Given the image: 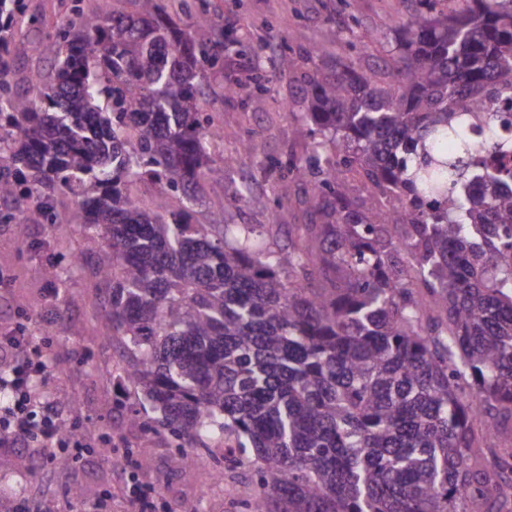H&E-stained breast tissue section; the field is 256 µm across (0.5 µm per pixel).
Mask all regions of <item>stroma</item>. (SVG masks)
<instances>
[{"label":"stroma","mask_w":512,"mask_h":512,"mask_svg":"<svg viewBox=\"0 0 512 512\" xmlns=\"http://www.w3.org/2000/svg\"><path fill=\"white\" fill-rule=\"evenodd\" d=\"M213 24L195 29L200 39L221 32L242 42L245 55L225 58L223 67L206 70L202 85L204 112L223 130L210 151L215 160L237 155L240 143L255 137L264 155L283 160L303 156L310 126L303 119L308 106L306 72L275 70L282 52L296 55L314 47L327 51L323 72H331L337 57L358 59L363 70L389 66L395 55V28L404 16L424 12L422 0H208ZM16 39L32 51L16 64L17 89L26 93L28 76L50 77L59 48L26 25L14 29ZM238 83L234 95L225 81ZM245 202H237L239 192ZM302 190L286 170L266 172L249 157L241 158L224 181L204 183L199 196L184 206L190 224H248L257 241L287 247L305 215L295 199ZM278 219H271V211ZM93 240L66 222L30 224L26 242L18 244L17 228L0 224V336L33 337L49 366L43 386L63 418L82 438L80 460L72 466L35 467L32 448H1L0 503L38 492L47 512H136L126 495L127 482L149 486L155 512H246L243 484L250 475L248 458L232 464L223 445L196 449L199 468L171 470L177 441L160 427L150 403L139 399L124 379L128 348L111 337L105 314L112 298V281L95 269ZM83 256L77 271H69L72 256ZM63 277L52 281L48 266ZM139 410L144 428L129 425ZM148 466H140L141 458ZM220 469L224 480L203 486L201 472ZM81 495H72L74 486Z\"/></svg>","instance_id":"1"}]
</instances>
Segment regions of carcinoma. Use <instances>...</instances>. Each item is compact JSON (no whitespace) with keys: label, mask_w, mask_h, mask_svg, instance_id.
I'll use <instances>...</instances> for the list:
<instances>
[{"label":"carcinoma","mask_w":512,"mask_h":512,"mask_svg":"<svg viewBox=\"0 0 512 512\" xmlns=\"http://www.w3.org/2000/svg\"><path fill=\"white\" fill-rule=\"evenodd\" d=\"M110 0L49 33L65 45L45 83L17 92L20 0H0V224L68 223L99 239L106 318L129 345L126 381L180 441L232 437L253 452L248 512H503L512 448L482 440L512 417V138L481 145L475 118L512 95V0L400 18L391 71L312 62L307 119L330 136L272 162L311 186L288 249L254 229L188 224L184 202L222 181V130L201 112L206 68L235 40H199L165 0ZM373 193L355 206L345 173ZM167 199L152 210L137 186ZM408 255L402 262L400 253Z\"/></svg>","instance_id":"carcinoma-1"}]
</instances>
